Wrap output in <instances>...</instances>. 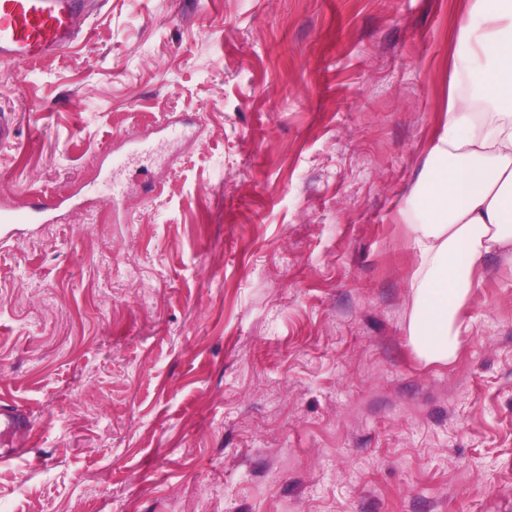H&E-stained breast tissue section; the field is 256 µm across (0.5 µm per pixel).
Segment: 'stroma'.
I'll return each instance as SVG.
<instances>
[{
  "mask_svg": "<svg viewBox=\"0 0 512 512\" xmlns=\"http://www.w3.org/2000/svg\"><path fill=\"white\" fill-rule=\"evenodd\" d=\"M467 0H108L78 44L0 64V200L87 209L0 240V398L38 465L0 512H512V264L458 359L407 335L401 216ZM199 137L113 212L103 159ZM199 128L194 117H183L177 120L166 119L158 124V132L162 135L161 140L169 144H177L189 138Z\"/></svg>",
  "mask_w": 512,
  "mask_h": 512,
  "instance_id": "obj_1",
  "label": "stroma"
}]
</instances>
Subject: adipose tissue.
<instances>
[{
  "instance_id": "1",
  "label": "adipose tissue",
  "mask_w": 512,
  "mask_h": 512,
  "mask_svg": "<svg viewBox=\"0 0 512 512\" xmlns=\"http://www.w3.org/2000/svg\"><path fill=\"white\" fill-rule=\"evenodd\" d=\"M401 214L417 254L410 344L448 364L488 260L512 261V0H470L448 106Z\"/></svg>"
}]
</instances>
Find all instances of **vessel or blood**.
I'll list each match as a JSON object with an SVG mask.
<instances>
[{
  "mask_svg": "<svg viewBox=\"0 0 512 512\" xmlns=\"http://www.w3.org/2000/svg\"><path fill=\"white\" fill-rule=\"evenodd\" d=\"M98 0H0V61L33 62L59 54L75 44L85 31L87 18L97 9ZM196 118L164 120L158 125L163 141L176 144L198 129ZM127 151L121 167L141 174L142 161L155 153L157 144L136 136L127 137ZM69 195L30 196L25 213L0 206V236L29 231L38 224L55 223L61 212L75 209ZM28 417L7 399L0 400V463H12L20 454L19 437L30 433Z\"/></svg>",
  "mask_w": 512,
  "mask_h": 512,
  "instance_id": "1",
  "label": "vessel or blood"
}]
</instances>
